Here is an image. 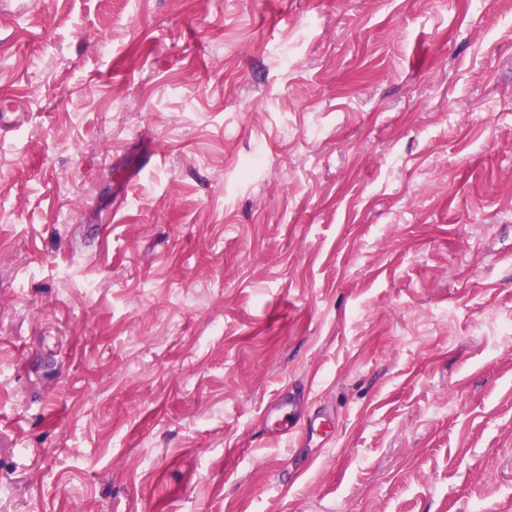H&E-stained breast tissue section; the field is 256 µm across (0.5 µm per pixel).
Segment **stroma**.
<instances>
[{
  "mask_svg": "<svg viewBox=\"0 0 512 512\" xmlns=\"http://www.w3.org/2000/svg\"><path fill=\"white\" fill-rule=\"evenodd\" d=\"M16 103L0 512H512V0H0ZM295 407L296 402L294 399H289L288 397L278 398L267 409L266 420H273L276 431L288 436L293 433L299 417V412Z\"/></svg>",
  "mask_w": 512,
  "mask_h": 512,
  "instance_id": "35a3bbf8",
  "label": "stroma"
}]
</instances>
